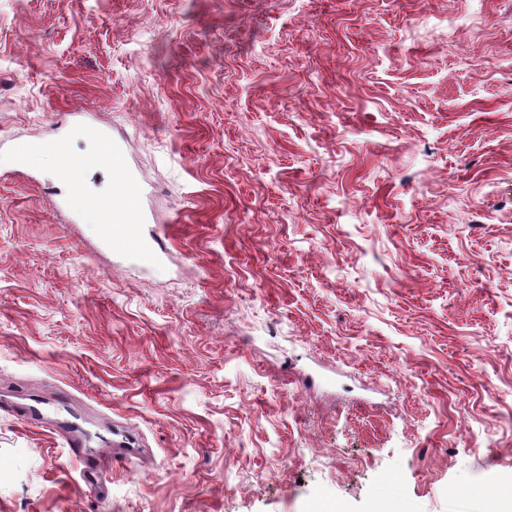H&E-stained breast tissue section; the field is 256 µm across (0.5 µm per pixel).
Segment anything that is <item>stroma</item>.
Segmentation results:
<instances>
[{
	"instance_id": "obj_1",
	"label": "stroma",
	"mask_w": 512,
	"mask_h": 512,
	"mask_svg": "<svg viewBox=\"0 0 512 512\" xmlns=\"http://www.w3.org/2000/svg\"><path fill=\"white\" fill-rule=\"evenodd\" d=\"M105 139L150 268L58 204ZM16 169L0 512H512V0H0ZM70 434L68 442L70 448H79L78 451L84 459V469L82 471L84 481L96 485H104L109 470L105 466L101 455L88 453L85 450L88 446V439L77 428L71 427Z\"/></svg>"
}]
</instances>
